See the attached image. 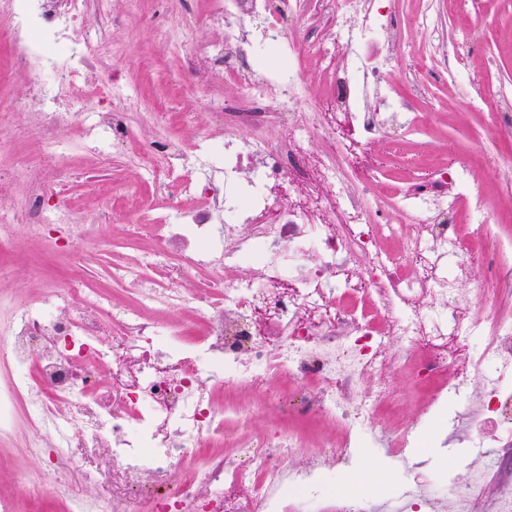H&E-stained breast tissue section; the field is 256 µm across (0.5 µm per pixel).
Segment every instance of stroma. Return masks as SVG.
Returning <instances> with one entry per match:
<instances>
[{
  "label": "stroma",
  "mask_w": 512,
  "mask_h": 512,
  "mask_svg": "<svg viewBox=\"0 0 512 512\" xmlns=\"http://www.w3.org/2000/svg\"><path fill=\"white\" fill-rule=\"evenodd\" d=\"M208 2L112 0L108 38L122 46L129 59L128 65L116 64L112 70L129 86L125 117L133 134L130 142L114 145L100 154L64 133L53 153L44 154L30 131V115L10 112L1 119L18 135L11 140V154L0 157V168L9 169L14 158L20 156H39L46 165L58 158L67 160L70 173L63 184L66 197L76 209L103 212L105 219L96 229L94 239L85 242L76 254L58 251L46 239L30 236L23 226H15L17 248L0 254V262L9 266L7 276L0 278V321H8L15 308L38 295L49 280L64 278L74 264L83 267L88 287H108L116 296H123L122 285L112 281L110 271L113 265L136 258L141 244L133 234L134 226L150 223L166 203L165 194L155 190L138 168L136 146L156 136L189 143L202 131L223 135L224 115L209 108L208 103H233L241 95L238 85L219 71L208 76L203 93L189 91L182 81L181 51L158 40L157 26L183 19L194 22L199 44L219 41L221 30L207 22ZM488 6L498 15V26L492 30L484 29L476 17L449 14L445 0H434L448 30L449 50H456L459 33H467L474 46L470 58L472 77L484 81L493 93L512 98V6L505 0H489ZM146 15L154 17V25L143 23ZM430 93V101L415 104L417 111L430 115L427 131L409 139L406 153H394L386 139L372 150L373 155L387 163L393 175L405 172L408 157L445 161L467 151L483 135L484 118L469 107L471 88L438 77ZM386 381L404 400L403 424L412 427L419 438H434L437 429H444L446 447L413 452L409 461L423 473L435 474L438 481H445L471 454L454 426L460 409L458 402H449L441 423H422L415 400L408 397L396 371H387ZM37 434L35 427L21 420L11 433L0 436V492L19 500L20 512H73L79 500L107 506L112 499V462L102 450L83 447L75 450L83 466L70 474V498L29 502L26 487L38 481L44 466L43 459L34 456L30 449ZM346 474L357 478L364 493L400 489L399 470L378 445L356 449Z\"/></svg>",
  "instance_id": "1"
}]
</instances>
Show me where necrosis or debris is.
Here are the masks:
<instances>
[{
    "label": "necrosis or debris",
    "mask_w": 512,
    "mask_h": 512,
    "mask_svg": "<svg viewBox=\"0 0 512 512\" xmlns=\"http://www.w3.org/2000/svg\"><path fill=\"white\" fill-rule=\"evenodd\" d=\"M111 2L0 0V38L14 69L35 81L10 107L30 114L43 147L64 129L105 149L131 137L109 109L80 117L66 108L90 81L101 99L125 98L98 67L104 52L118 60L123 49L83 24L90 11L109 19ZM210 2L218 44L197 46L184 23L158 35L190 51L187 87L220 69L242 103L224 115L223 142H140L139 165L177 201L158 223L136 226L151 247L112 271L135 307L85 292L75 266L0 330V435L25 409L41 430L36 450L55 457L30 497L68 491L81 443L112 460L108 512H295L354 445L383 440L393 459L413 447L381 378L393 368L429 388L423 421L471 378L484 385L463 417L472 460L439 497L427 494L430 479L410 477L417 512H512V238L492 235L494 215L512 210V176L503 175L512 158L490 153L512 138V99L476 92L472 106L490 116L484 138L448 164L395 179L371 148L424 133L412 99L431 75L425 54L410 49L397 0ZM259 46L274 59L261 72ZM313 53L333 86L324 99L301 70ZM389 65L411 75L410 95L388 80ZM186 155L194 170L171 166ZM67 171L23 168L27 203L0 213V247L12 244L15 224L41 237L73 218L57 191ZM366 183L379 186L376 197ZM193 274L199 286L181 287ZM468 280L483 306L461 292ZM171 308L188 322L170 321ZM281 376L298 386L293 417L339 433L314 438L282 425L283 398L266 386ZM369 377L376 386L354 404ZM259 415L269 428L253 426ZM378 415L390 421L381 438L369 430ZM76 418L75 434L67 426ZM294 456L308 457L306 470H289Z\"/></svg>",
    "instance_id": "necrosis-or-debris-1"
}]
</instances>
